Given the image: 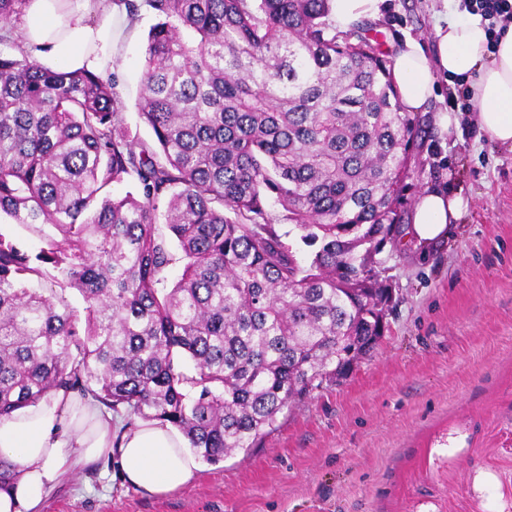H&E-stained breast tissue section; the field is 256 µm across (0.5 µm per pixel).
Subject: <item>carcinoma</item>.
I'll use <instances>...</instances> for the list:
<instances>
[{
  "mask_svg": "<svg viewBox=\"0 0 512 512\" xmlns=\"http://www.w3.org/2000/svg\"><path fill=\"white\" fill-rule=\"evenodd\" d=\"M118 3L156 18L138 99L150 142L116 78L0 37V214L42 242L29 254L0 232V419L78 391L171 423L215 462L385 335L378 255L419 120L366 23L327 34L331 0ZM283 221L316 247L309 264ZM49 275L83 311L36 287Z\"/></svg>",
  "mask_w": 512,
  "mask_h": 512,
  "instance_id": "carcinoma-1",
  "label": "carcinoma"
}]
</instances>
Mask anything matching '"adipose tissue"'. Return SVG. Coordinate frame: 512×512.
<instances>
[{
  "mask_svg": "<svg viewBox=\"0 0 512 512\" xmlns=\"http://www.w3.org/2000/svg\"><path fill=\"white\" fill-rule=\"evenodd\" d=\"M123 10L113 0H83L69 10L61 0H28L26 48L42 63L74 71L102 70L113 57L112 25ZM481 16L435 28V50L407 37L390 66L402 111L417 112L435 96L440 77L465 81L478 106L480 130L512 148V24L488 49ZM466 208L457 193L425 189L404 240L413 247L445 241ZM111 414L87 399L58 391L50 401L20 408L0 420V457L19 475L0 491V512H40L48 489L65 474L103 456L112 457L129 486L165 496L183 489L200 468L185 437L171 424L141 421L114 436Z\"/></svg>",
  "mask_w": 512,
  "mask_h": 512,
  "instance_id": "1",
  "label": "adipose tissue"
}]
</instances>
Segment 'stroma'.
Returning a JSON list of instances; mask_svg holds the SVG:
<instances>
[{"mask_svg": "<svg viewBox=\"0 0 512 512\" xmlns=\"http://www.w3.org/2000/svg\"><path fill=\"white\" fill-rule=\"evenodd\" d=\"M442 10L463 15L458 0H385L374 24L384 58L408 36L433 45ZM153 22L142 12L117 36L114 67L145 140L136 103ZM452 86L440 79L427 108L402 208L430 185L468 208L428 253L384 248L393 302L380 344L291 403L257 448L202 463L182 490L143 494L104 456L53 487L42 512H512V148L472 112L441 132Z\"/></svg>", "mask_w": 512, "mask_h": 512, "instance_id": "obj_1", "label": "stroma"}]
</instances>
